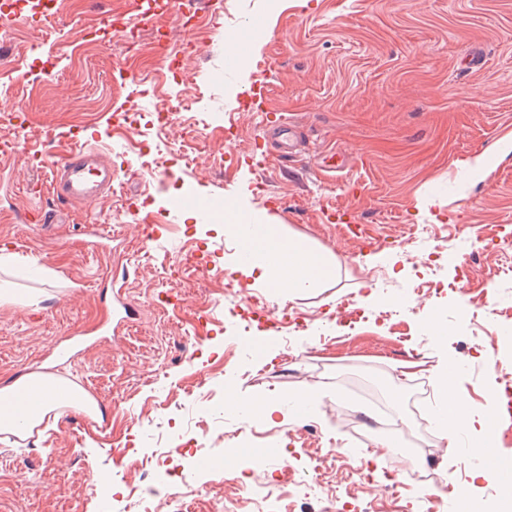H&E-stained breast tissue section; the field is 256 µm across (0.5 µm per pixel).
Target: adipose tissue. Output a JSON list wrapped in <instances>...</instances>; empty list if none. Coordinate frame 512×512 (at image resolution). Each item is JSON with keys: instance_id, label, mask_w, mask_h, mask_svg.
<instances>
[{"instance_id": "1", "label": "adipose tissue", "mask_w": 512, "mask_h": 512, "mask_svg": "<svg viewBox=\"0 0 512 512\" xmlns=\"http://www.w3.org/2000/svg\"><path fill=\"white\" fill-rule=\"evenodd\" d=\"M230 222L224 227L228 236L251 235L250 255L236 268L267 287L314 288L335 279L338 265L333 259L302 242L284 239L277 225L268 223L264 212L242 213L237 207L225 212ZM442 406L437 413L439 437L453 440L458 430L474 436L477 445L489 439L493 414L490 408L470 405L457 390L453 376L441 377ZM0 398L18 400L16 411L0 415V434L18 439L31 437L50 414L66 409L95 412L96 403L73 382L31 373L0 388Z\"/></svg>"}]
</instances>
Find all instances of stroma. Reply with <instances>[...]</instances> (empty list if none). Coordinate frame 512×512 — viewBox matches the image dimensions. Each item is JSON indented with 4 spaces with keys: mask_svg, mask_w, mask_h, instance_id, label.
Here are the masks:
<instances>
[{
    "mask_svg": "<svg viewBox=\"0 0 512 512\" xmlns=\"http://www.w3.org/2000/svg\"><path fill=\"white\" fill-rule=\"evenodd\" d=\"M223 2L188 26L153 0H59L51 23L25 6L4 26L0 113L23 127L19 153L0 156V251L26 264L0 283L43 300L0 301V387L58 374L100 413L67 409L42 434L0 441V512H150L147 475L189 512H224L242 488L209 461L266 441L292 452L271 470L302 476L317 450L339 454L320 485L287 486L296 512H321L334 492L363 507L353 380L374 386L409 455L438 443L413 425L417 379L437 393L439 369L455 365L460 393L492 404L485 364L512 351V0ZM221 31L249 60L233 79ZM187 43L202 51L185 61ZM179 98L175 124H158ZM274 112L298 141L277 166L263 162ZM90 138L118 168L113 192L89 204L30 193ZM224 195L334 256L337 278L242 292L244 275L223 263L237 241L196 203ZM41 209L58 222L37 225ZM147 214L162 227L149 242ZM95 224L108 249H91ZM189 241L209 273L169 277ZM347 302L362 321L338 323ZM286 309L302 328L270 331L268 314ZM433 316L448 330L437 341ZM259 333L264 353L247 354ZM304 388L320 397L301 412L290 399ZM260 396L278 405L272 418L245 415ZM459 441L435 455L449 487L495 493V480L471 478L470 436Z\"/></svg>",
    "mask_w": 512,
    "mask_h": 512,
    "instance_id": "35a3bbf8",
    "label": "stroma"
}]
</instances>
